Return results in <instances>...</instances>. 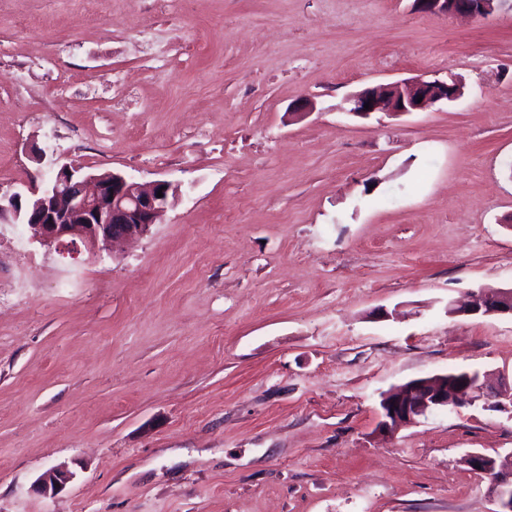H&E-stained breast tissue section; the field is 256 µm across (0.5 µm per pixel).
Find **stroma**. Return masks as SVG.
Returning <instances> with one entry per match:
<instances>
[{"label": "stroma", "mask_w": 512, "mask_h": 512, "mask_svg": "<svg viewBox=\"0 0 512 512\" xmlns=\"http://www.w3.org/2000/svg\"><path fill=\"white\" fill-rule=\"evenodd\" d=\"M56 162L178 196L112 258L0 223V512H494L462 458L511 452V414L378 422L415 378L512 384V317L448 312L512 286V10L0 0V189ZM422 95L421 103L418 97ZM462 95V85L451 77L449 80H425L422 78L401 80L366 88L351 99L352 113L367 117L378 110L392 114L419 112L437 102H453ZM370 108L365 109V103ZM73 476L64 466L52 467L37 479L35 486L44 495H56L65 489Z\"/></svg>", "instance_id": "obj_1"}]
</instances>
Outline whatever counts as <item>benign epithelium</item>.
<instances>
[{"label": "benign epithelium", "instance_id": "7a95c632", "mask_svg": "<svg viewBox=\"0 0 512 512\" xmlns=\"http://www.w3.org/2000/svg\"><path fill=\"white\" fill-rule=\"evenodd\" d=\"M500 0H416L426 12L446 16L489 18ZM462 95V85L422 78L401 80L366 88L351 99V111L367 117L378 110L392 114L419 112L437 102H453ZM370 108H364L365 103ZM163 197H157V193ZM176 189L166 180L143 183L125 174L105 171L88 174L82 168L63 164L52 173L42 190L25 199L18 192L0 191V220L27 225L31 239L43 246L67 249L83 244L93 254L109 253L115 245L140 237L165 216ZM456 315H512V287H484L471 293L460 305L448 304ZM477 402L487 408L512 413V386L491 391L477 372L462 370L450 379L445 374L421 377L381 394L378 430L386 434L413 426L439 410H454ZM462 462L489 479L488 490L496 512H512V453L489 456L470 452ZM73 473L63 466L45 471L36 489L45 495L63 491Z\"/></svg>", "mask_w": 512, "mask_h": 512}]
</instances>
